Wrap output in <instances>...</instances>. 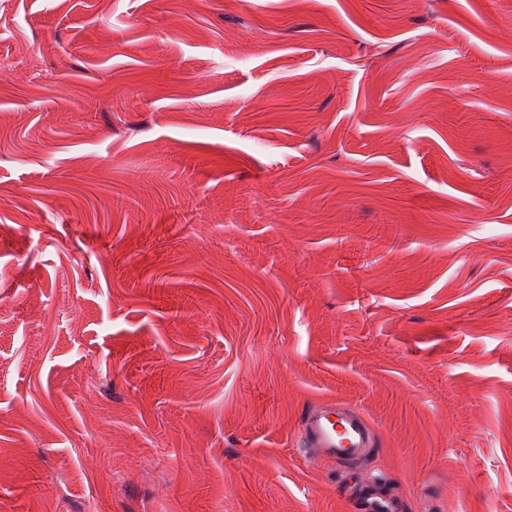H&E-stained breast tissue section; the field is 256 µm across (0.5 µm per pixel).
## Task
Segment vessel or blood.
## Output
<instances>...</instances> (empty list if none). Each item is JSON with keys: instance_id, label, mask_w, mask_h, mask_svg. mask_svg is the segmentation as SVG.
Here are the masks:
<instances>
[{"instance_id": "1", "label": "vessel or blood", "mask_w": 512, "mask_h": 512, "mask_svg": "<svg viewBox=\"0 0 512 512\" xmlns=\"http://www.w3.org/2000/svg\"><path fill=\"white\" fill-rule=\"evenodd\" d=\"M302 426L304 450L326 461L356 462L374 446L365 417L342 401L325 400L309 408ZM350 491L357 512H397V504L384 496L378 485L355 483Z\"/></svg>"}]
</instances>
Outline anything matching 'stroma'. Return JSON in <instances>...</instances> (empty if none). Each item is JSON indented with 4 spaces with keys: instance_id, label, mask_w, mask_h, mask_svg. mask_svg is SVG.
<instances>
[{
    "instance_id": "stroma-1",
    "label": "stroma",
    "mask_w": 512,
    "mask_h": 512,
    "mask_svg": "<svg viewBox=\"0 0 512 512\" xmlns=\"http://www.w3.org/2000/svg\"><path fill=\"white\" fill-rule=\"evenodd\" d=\"M355 473L512 512V0H0V512ZM303 449L323 460L356 462L375 446L365 417L348 403L325 400L302 417Z\"/></svg>"
}]
</instances>
